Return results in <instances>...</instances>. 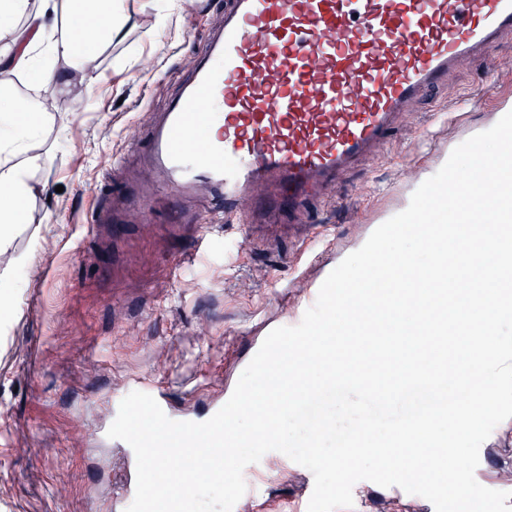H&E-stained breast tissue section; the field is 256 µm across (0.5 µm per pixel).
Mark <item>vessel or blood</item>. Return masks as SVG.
<instances>
[{
  "instance_id": "vessel-or-blood-1",
  "label": "vessel or blood",
  "mask_w": 512,
  "mask_h": 512,
  "mask_svg": "<svg viewBox=\"0 0 512 512\" xmlns=\"http://www.w3.org/2000/svg\"><path fill=\"white\" fill-rule=\"evenodd\" d=\"M512 34V0H227L224 23L168 112L146 135L147 157L173 199L206 189L221 222L276 230L279 209L233 208L256 190L289 201L329 192L395 129L408 106L460 59ZM127 391L170 411L167 389ZM114 512L136 488L123 446Z\"/></svg>"
}]
</instances>
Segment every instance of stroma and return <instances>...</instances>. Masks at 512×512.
<instances>
[{
  "instance_id": "obj_1",
  "label": "stroma",
  "mask_w": 512,
  "mask_h": 512,
  "mask_svg": "<svg viewBox=\"0 0 512 512\" xmlns=\"http://www.w3.org/2000/svg\"><path fill=\"white\" fill-rule=\"evenodd\" d=\"M224 2L124 0L122 38L90 46L92 84L47 109L35 173L47 191L30 202L11 244L34 253L29 283L0 321V512H106L119 453L99 430L114 391L133 376L158 378L174 405L205 413L238 381L266 323L285 317L312 280L403 211L457 145L512 103L506 36L409 107L390 139L344 176L339 204L313 198L282 208L281 221L307 225L306 234L259 245L248 229L218 224L199 260L182 230L199 221V208L185 199L172 210L150 165L127 154V137L168 110L223 23ZM491 80L499 88L492 102L461 109ZM131 191L142 206L126 205ZM174 261L182 266L175 280ZM246 471L260 512H307L310 470L281 454L276 465L263 459ZM504 471H512V418L481 445L475 478L499 490ZM400 502L435 512L421 496L374 483L354 493L351 512H396Z\"/></svg>"
}]
</instances>
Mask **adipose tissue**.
<instances>
[{"label":"adipose tissue","instance_id":"ef3b65f1","mask_svg":"<svg viewBox=\"0 0 512 512\" xmlns=\"http://www.w3.org/2000/svg\"><path fill=\"white\" fill-rule=\"evenodd\" d=\"M122 0H41L29 10L28 0H0V29L25 16L24 27L0 48V254L8 252L16 224L22 223L29 201L44 191L33 172L40 157L31 151L44 133L47 116L41 99L17 97L15 77L37 72L39 87L57 94L75 84L91 83L89 48L83 30L110 40L123 31ZM45 48L51 66L35 68L32 51ZM9 253V252H8Z\"/></svg>","mask_w":512,"mask_h":512}]
</instances>
